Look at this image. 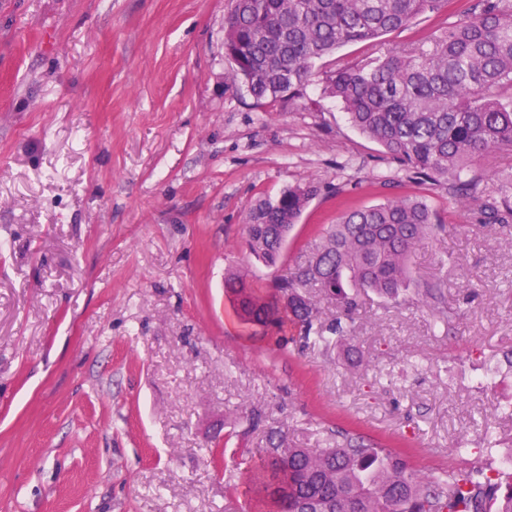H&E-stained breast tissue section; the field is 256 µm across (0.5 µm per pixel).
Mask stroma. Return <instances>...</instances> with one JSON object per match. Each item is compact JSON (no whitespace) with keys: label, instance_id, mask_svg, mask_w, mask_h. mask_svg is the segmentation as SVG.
<instances>
[{"label":"stroma","instance_id":"35a3bbf8","mask_svg":"<svg viewBox=\"0 0 512 512\" xmlns=\"http://www.w3.org/2000/svg\"><path fill=\"white\" fill-rule=\"evenodd\" d=\"M231 7L0 0V512H255L251 456L277 430L387 448L426 478L488 428L485 461L512 457V230L409 181L318 84L255 104L224 55ZM309 181L285 265L343 211L417 195L449 226L412 259L435 298L365 295L338 344L242 324L225 273L275 275L244 247L246 214Z\"/></svg>","mask_w":512,"mask_h":512}]
</instances>
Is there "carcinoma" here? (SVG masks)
Segmentation results:
<instances>
[{"instance_id": "1", "label": "carcinoma", "mask_w": 512, "mask_h": 512, "mask_svg": "<svg viewBox=\"0 0 512 512\" xmlns=\"http://www.w3.org/2000/svg\"><path fill=\"white\" fill-rule=\"evenodd\" d=\"M448 2L234 0L224 53L236 62L232 79L256 103L296 101L316 81L400 170L473 202L480 224H512V178L490 189L477 176L461 177L490 154L512 152V0H470L430 40L377 47L383 35ZM348 44L366 50L316 69ZM318 193V185L303 182L258 200L245 222L249 253L267 267L280 265L289 232ZM443 226L441 212L416 196L347 210L272 292H259L245 271L225 276L224 291L243 323L276 330L278 343L290 327L304 343L342 340L369 291L403 303L412 293L434 296L430 287L410 291V258ZM314 289L336 301L334 321H320ZM249 488L257 512H512V472L490 464L424 479L385 448L351 440L312 452L288 447L280 432L254 454Z\"/></svg>"}]
</instances>
